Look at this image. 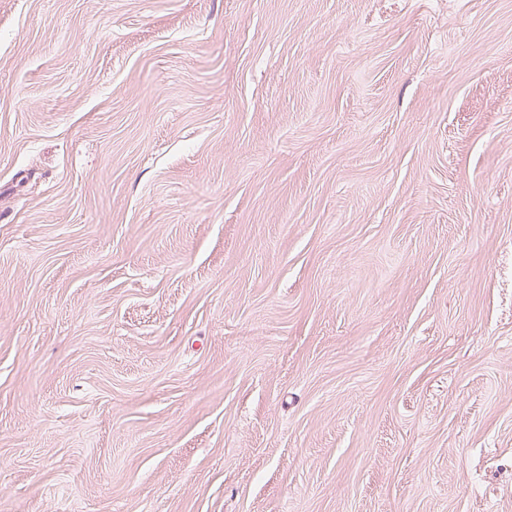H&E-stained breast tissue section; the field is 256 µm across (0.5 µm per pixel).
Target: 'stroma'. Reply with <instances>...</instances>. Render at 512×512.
Returning <instances> with one entry per match:
<instances>
[{"label": "stroma", "mask_w": 512, "mask_h": 512, "mask_svg": "<svg viewBox=\"0 0 512 512\" xmlns=\"http://www.w3.org/2000/svg\"><path fill=\"white\" fill-rule=\"evenodd\" d=\"M0 512H512V0H0Z\"/></svg>", "instance_id": "obj_1"}]
</instances>
